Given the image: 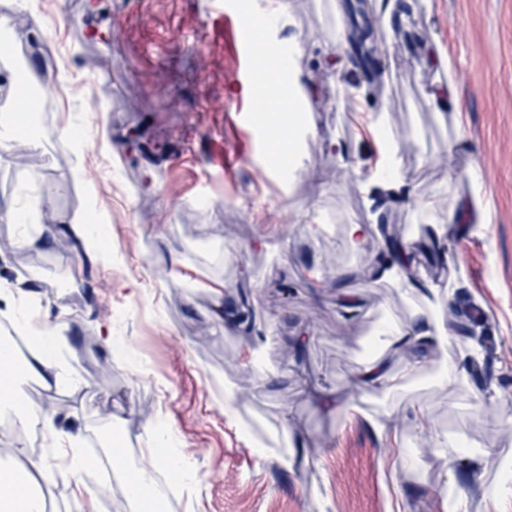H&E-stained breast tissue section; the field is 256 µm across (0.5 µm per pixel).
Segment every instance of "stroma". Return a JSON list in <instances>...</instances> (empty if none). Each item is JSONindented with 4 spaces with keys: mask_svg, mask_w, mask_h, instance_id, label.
Instances as JSON below:
<instances>
[{
    "mask_svg": "<svg viewBox=\"0 0 512 512\" xmlns=\"http://www.w3.org/2000/svg\"><path fill=\"white\" fill-rule=\"evenodd\" d=\"M277 18L257 36L266 59L293 50L309 112L287 171L273 165L264 116L251 113L235 8ZM16 22L0 53V83L17 61L39 74L55 59L66 94L42 118L52 138L19 131L0 150V319L15 331L61 327L55 374L23 379L31 430L0 410V464L32 460L53 512H76L74 479L53 435L101 449L123 475L139 473L154 429L190 463L185 504L163 512H449V484L465 512H512V493L483 448L512 455V0H0ZM373 23L377 51L337 49V27ZM56 32L55 48L36 34ZM451 67L442 69L438 55ZM455 95H448L447 86ZM402 143L411 182L377 180V123ZM475 166L480 184L466 174ZM481 189L491 222L475 230L465 202ZM60 226L81 251L38 243ZM454 217L446 235L433 225ZM111 226L91 237L83 225ZM373 227L364 251L348 225ZM413 262L424 299L381 275ZM247 293L253 323L235 307ZM465 326L494 349L489 372L467 385L434 384L446 356L419 372L394 369L393 389H369L363 409L337 417L376 351L383 320L418 306ZM260 341V363L242 351ZM252 384L243 411L219 383ZM428 408L431 428L467 451L448 465L407 419ZM383 417L386 428L374 425ZM287 421V454L259 436ZM40 449H33V439ZM420 470L401 465L406 454Z\"/></svg>",
    "mask_w": 512,
    "mask_h": 512,
    "instance_id": "obj_1",
    "label": "stroma"
}]
</instances>
